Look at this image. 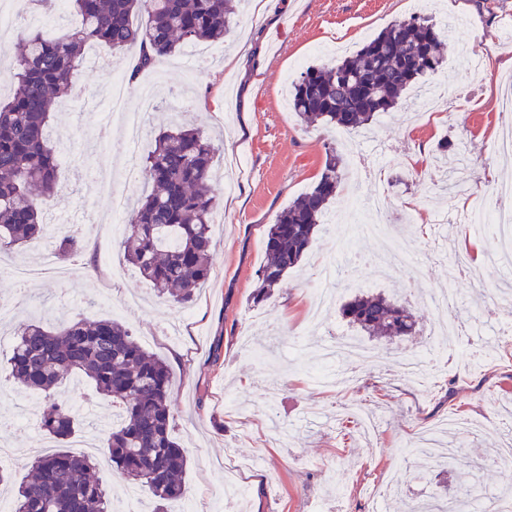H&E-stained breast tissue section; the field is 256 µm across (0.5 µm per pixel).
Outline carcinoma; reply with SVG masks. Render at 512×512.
<instances>
[{
    "instance_id": "1",
    "label": "carcinoma",
    "mask_w": 512,
    "mask_h": 512,
    "mask_svg": "<svg viewBox=\"0 0 512 512\" xmlns=\"http://www.w3.org/2000/svg\"><path fill=\"white\" fill-rule=\"evenodd\" d=\"M239 0H68L81 18L62 37L40 29L19 35L12 59V96L0 99V244L24 246L43 239L41 204L58 195L59 158L49 127L57 99L72 88L85 47L113 52L139 48L138 68L148 69L183 47L216 41L231 31ZM144 15L145 22L134 23ZM445 38L421 17L398 20L352 55L311 66L292 83L291 111L308 125L368 128L378 112L399 104L422 78L442 65ZM215 151L199 130L175 127L158 134L142 171L151 189L129 212L121 241L124 257L155 294L181 306L210 277ZM343 179V160L331 147L317 183L276 216L266 234V261L257 271L254 300H266L308 252L321 219ZM56 251L72 255L81 240L67 234ZM342 315L362 336L393 338L416 333L412 311L382 293L359 294ZM9 377L43 395L40 427L62 450L34 457L31 473L14 493V512H112L107 489L93 476L96 460L64 450L79 421L54 389L73 375L91 381L116 408L106 445L112 465L153 499V512H171L184 496L187 457L172 438L166 364L147 351L123 323L112 319L46 327L18 326Z\"/></svg>"
}]
</instances>
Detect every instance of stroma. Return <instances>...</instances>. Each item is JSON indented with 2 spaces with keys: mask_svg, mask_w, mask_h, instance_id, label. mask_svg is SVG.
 <instances>
[{
  "mask_svg": "<svg viewBox=\"0 0 512 512\" xmlns=\"http://www.w3.org/2000/svg\"><path fill=\"white\" fill-rule=\"evenodd\" d=\"M270 13L255 21L241 13L225 40L198 43L201 63L186 79V53L135 71L137 48L106 53L101 67L81 65L72 93L55 106L51 138L60 158L59 193L46 205L49 216L69 217L83 241L80 254L58 256L52 234L27 247L0 250V267L21 260L66 270L65 281L45 278L17 293L0 280V305L13 311L0 334L13 335L19 321L47 326L80 318L118 317L136 339L169 365L173 436L188 465L185 498L198 512H224L226 479L238 472L248 487L240 512H315L344 490L348 512H365L368 492L382 497L383 512H407L413 499L446 502L466 487L462 474L435 465L420 472L406 461L405 445L416 444L434 419L463 421L462 432L444 438L461 461L480 468L489 492L512 483V468L499 460L512 445V342L491 333L484 341L497 356L484 369L449 361L421 384L403 379L392 365L390 344L379 343L378 359L361 364L354 384L333 389L317 379L315 365L330 335H352L338 306L358 288L336 282L337 308L325 324L310 321L312 282L326 262L343 263L347 254H378L381 243L359 238L349 225H320L298 268L289 272L270 298L254 303L256 272L265 261V230L289 201L309 191L323 170L335 131L305 126L284 103L287 81L311 65L335 63L361 47L391 22L418 14L433 16L439 28L453 27L441 69L429 84L442 87V109L428 112L407 96L371 124L383 148L347 165L361 168L362 193L384 200L387 220L402 244L421 262L419 282L433 290L452 289L459 297L458 344L472 337L474 323L511 320L512 306L501 294L512 276L488 258L496 242L489 231L467 224H430L448 204L445 171L432 158L443 143L470 146L479 179L478 194L492 201L495 186L512 182V157L500 155L501 95L512 82V45L498 44L494 69L480 76L466 68L462 53H488V40L512 38V0H270ZM246 46L235 56L236 46ZM238 57L237 67L226 61ZM133 74L131 90L150 84L160 92L159 107L145 120L138 156L146 158L154 138L170 120L198 127L216 150L211 274L188 307L153 296L148 284L123 257L121 234L99 216L112 208L97 193L95 176L111 178L115 191L135 201L144 183L128 184L120 155L105 146L102 133L113 71ZM236 184L225 193V182ZM11 347L0 344V446L42 452L32 394L7 374ZM59 399L99 423L112 416V401L77 377L56 390ZM380 416V433H365L355 404ZM106 431L82 429L71 443L82 452L92 440L98 475L110 488L118 512H153L139 494L126 505L129 482L112 469Z\"/></svg>",
  "mask_w": 512,
  "mask_h": 512,
  "instance_id": "stroma-1",
  "label": "stroma"
}]
</instances>
